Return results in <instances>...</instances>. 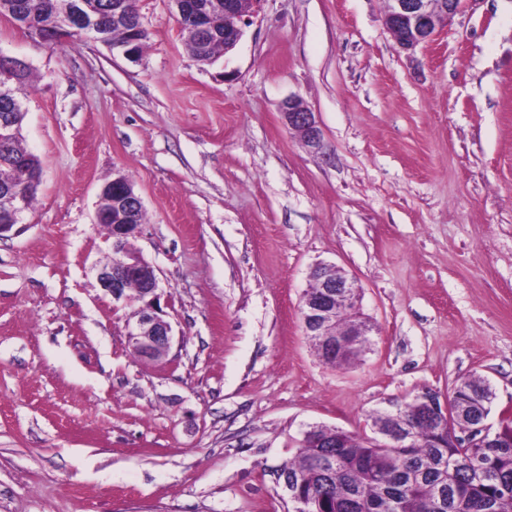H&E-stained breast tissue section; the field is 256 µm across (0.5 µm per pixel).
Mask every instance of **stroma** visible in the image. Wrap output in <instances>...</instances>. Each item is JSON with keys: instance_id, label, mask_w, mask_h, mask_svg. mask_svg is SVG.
<instances>
[{"instance_id": "stroma-1", "label": "stroma", "mask_w": 512, "mask_h": 512, "mask_svg": "<svg viewBox=\"0 0 512 512\" xmlns=\"http://www.w3.org/2000/svg\"><path fill=\"white\" fill-rule=\"evenodd\" d=\"M133 62L81 36L27 63L31 206L0 237V512H292L278 477L312 426L370 416L459 379L512 409V0H465L401 49L384 0H266L201 64L171 0H138ZM316 116L323 148L282 104ZM141 196L132 248L153 264L168 354H134L142 307L98 273L115 173ZM320 263L375 325L355 364H323L300 300ZM282 113L288 128L295 131L307 147L314 150L321 148L322 133L314 112L291 98L283 103Z\"/></svg>"}]
</instances>
